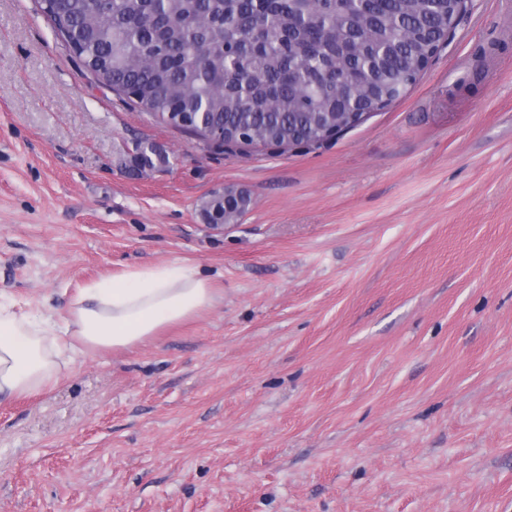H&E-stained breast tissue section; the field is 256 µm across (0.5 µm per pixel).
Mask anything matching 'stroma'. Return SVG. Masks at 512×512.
Returning a JSON list of instances; mask_svg holds the SVG:
<instances>
[{
	"mask_svg": "<svg viewBox=\"0 0 512 512\" xmlns=\"http://www.w3.org/2000/svg\"><path fill=\"white\" fill-rule=\"evenodd\" d=\"M168 165L135 172L136 141ZM239 185L233 228L202 199ZM181 260L214 304L0 399V512H512V0L315 148L209 146L0 0V297Z\"/></svg>",
	"mask_w": 512,
	"mask_h": 512,
	"instance_id": "1",
	"label": "stroma"
}]
</instances>
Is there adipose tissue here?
<instances>
[{
  "label": "adipose tissue",
  "mask_w": 512,
  "mask_h": 512,
  "mask_svg": "<svg viewBox=\"0 0 512 512\" xmlns=\"http://www.w3.org/2000/svg\"><path fill=\"white\" fill-rule=\"evenodd\" d=\"M207 279L180 261L137 267L81 288L65 317L52 319L0 301V395L56 386L84 350H128L164 327L210 307Z\"/></svg>",
  "instance_id": "obj_1"
}]
</instances>
